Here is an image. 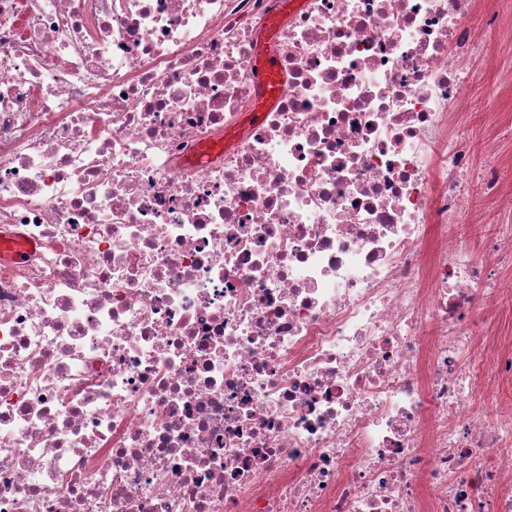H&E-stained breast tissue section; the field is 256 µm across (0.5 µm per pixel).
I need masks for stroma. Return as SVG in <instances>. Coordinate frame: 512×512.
<instances>
[{
    "label": "stroma",
    "instance_id": "obj_1",
    "mask_svg": "<svg viewBox=\"0 0 512 512\" xmlns=\"http://www.w3.org/2000/svg\"><path fill=\"white\" fill-rule=\"evenodd\" d=\"M498 2L496 30L470 88L471 111L466 126L473 141L500 147L494 158L481 152L474 157L475 168L491 160L502 173L498 194L473 202L470 222L475 230L469 245L478 256L487 244L483 227L500 223L505 206L512 203V82H504L501 77L503 70L512 69V0Z\"/></svg>",
    "mask_w": 512,
    "mask_h": 512
}]
</instances>
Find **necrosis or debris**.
<instances>
[{"instance_id":"1","label":"necrosis or debris","mask_w":512,"mask_h":512,"mask_svg":"<svg viewBox=\"0 0 512 512\" xmlns=\"http://www.w3.org/2000/svg\"><path fill=\"white\" fill-rule=\"evenodd\" d=\"M470 4L0 0V512H512ZM258 66L262 73V85L259 89V97L261 102L259 108L253 113V118L257 120L263 116V111L276 100L277 83L276 76L278 73L277 57L268 50H261L258 56ZM480 389L493 411L512 409V380L489 386L481 383Z\"/></svg>"}]
</instances>
